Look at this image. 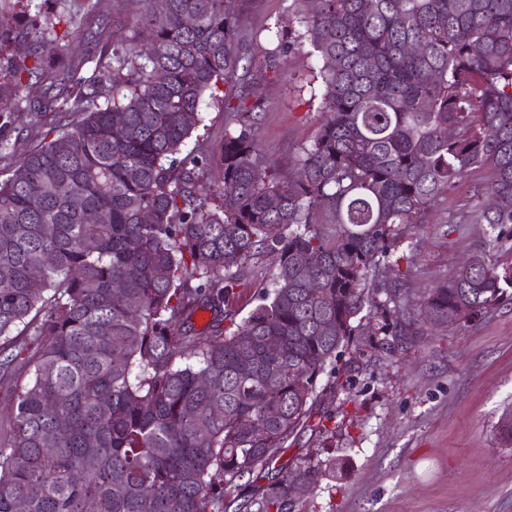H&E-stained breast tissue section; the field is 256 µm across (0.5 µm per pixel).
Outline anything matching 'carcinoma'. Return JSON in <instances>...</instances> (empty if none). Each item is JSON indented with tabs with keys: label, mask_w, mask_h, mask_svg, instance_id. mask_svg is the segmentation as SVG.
Wrapping results in <instances>:
<instances>
[{
	"label": "carcinoma",
	"mask_w": 512,
	"mask_h": 512,
	"mask_svg": "<svg viewBox=\"0 0 512 512\" xmlns=\"http://www.w3.org/2000/svg\"><path fill=\"white\" fill-rule=\"evenodd\" d=\"M24 2L0 0V132L18 112L56 120L0 155V379L28 369L0 434V512H291L322 465L282 469L239 504L215 478L229 491L272 465L370 292L403 286L404 230L467 171L488 172L472 220L498 257L434 288L428 323L460 326L512 288V0H311L303 38L278 48L321 61L314 140L284 173L258 146L256 106L225 99L212 207L196 190L208 157L183 150L203 96L239 68L225 0H125L122 51L100 0L45 17ZM85 29L95 60L73 48ZM265 252L272 288L226 334L244 264ZM495 430L511 447L512 408Z\"/></svg>",
	"instance_id": "1"
}]
</instances>
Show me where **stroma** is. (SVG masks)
<instances>
[{
    "mask_svg": "<svg viewBox=\"0 0 512 512\" xmlns=\"http://www.w3.org/2000/svg\"><path fill=\"white\" fill-rule=\"evenodd\" d=\"M230 7L239 18L236 43L245 66L204 97V121L187 142L210 158L198 180L205 197L224 178L225 96L256 105L261 147L285 171L320 122L309 87L318 58L305 49L268 54L267 31L303 30L293 0H230ZM487 177L469 172L432 203L412 245L402 249V288L375 294L353 321L338 375L318 377L312 416L276 464L334 459L345 470L301 493L293 512H512V447L494 434L512 405V299L458 327L431 326L423 314L431 290L489 239L487 225L468 221ZM275 267L268 253L248 262L233 322L257 305Z\"/></svg>",
    "mask_w": 512,
    "mask_h": 512,
    "instance_id": "1",
    "label": "stroma"
}]
</instances>
